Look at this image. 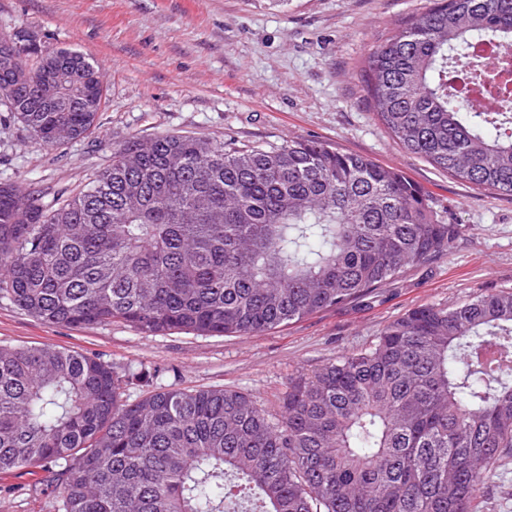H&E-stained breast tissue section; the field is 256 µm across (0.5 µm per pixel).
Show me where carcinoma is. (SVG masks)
<instances>
[{"label":"carcinoma","mask_w":512,"mask_h":512,"mask_svg":"<svg viewBox=\"0 0 512 512\" xmlns=\"http://www.w3.org/2000/svg\"><path fill=\"white\" fill-rule=\"evenodd\" d=\"M482 44L512 46V0H433L378 39L364 90L403 149L512 195V60L484 61ZM52 54L0 34L15 85L0 102L47 147L98 119L42 98ZM78 57L101 108L103 75ZM460 73L501 109L477 111ZM462 232L402 172L320 140L136 138L77 191L0 182V299L50 325L259 334L370 295ZM149 378L0 346V474L57 467L62 512H474L512 456V291L408 311L292 376L276 416L224 388L123 400Z\"/></svg>","instance_id":"1"}]
</instances>
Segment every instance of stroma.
<instances>
[{
    "label": "stroma",
    "mask_w": 512,
    "mask_h": 512,
    "mask_svg": "<svg viewBox=\"0 0 512 512\" xmlns=\"http://www.w3.org/2000/svg\"><path fill=\"white\" fill-rule=\"evenodd\" d=\"M431 0H0V33L93 58L105 80L88 137L39 145L0 106V180L84 185L134 137L195 135L237 145L299 136L410 177L438 220L464 232L448 256L413 267L363 300L260 334L146 335L119 323L46 324L0 300V345L96 354L117 374L150 373L125 390L224 387L276 411L288 379L368 347L408 310L512 290V195L485 191L398 146L372 112L362 67L377 38ZM43 471L0 475V512H58Z\"/></svg>",
    "instance_id": "stroma-1"
}]
</instances>
